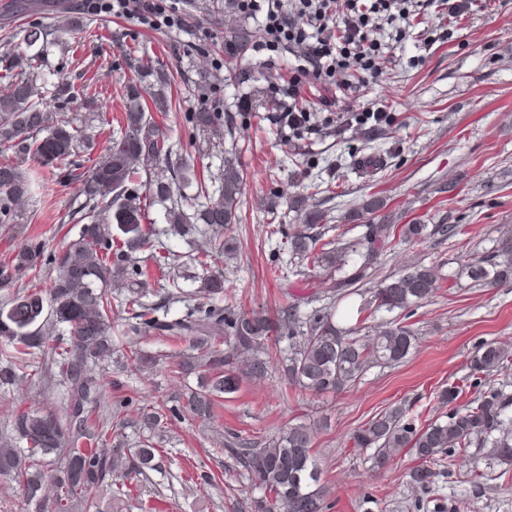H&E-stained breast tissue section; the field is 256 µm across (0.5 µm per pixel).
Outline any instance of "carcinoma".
<instances>
[{
  "label": "carcinoma",
  "mask_w": 512,
  "mask_h": 512,
  "mask_svg": "<svg viewBox=\"0 0 512 512\" xmlns=\"http://www.w3.org/2000/svg\"><path fill=\"white\" fill-rule=\"evenodd\" d=\"M31 59L23 53L6 52L0 67L7 83L0 89V225L15 224L18 208L35 190V181L24 164L34 160L51 168L62 188L81 182L85 203L78 211L82 222L77 238L59 253L47 251L37 236L29 237L12 259L0 269L7 284L42 265L56 274L47 286L23 287L0 308V340L11 347L0 362V385H9L30 360L42 359L57 370L66 389L63 414L53 411L13 412L8 420L9 440L26 448L0 446V476L23 486L28 500L47 501L52 512H74L84 495L113 472L130 479L152 466L154 446L148 441L127 457L112 448L113 426L96 416L104 404L100 367L112 361V286L122 284L137 254L163 270L169 265L163 242L154 225L145 223L144 197L170 202L166 221L170 231L202 224L209 249L191 261L208 264L213 257L230 254L234 239L224 229L242 221V197L246 177L234 162L224 161L219 196L192 214L174 200L173 185L196 184L206 195L205 179L192 178L191 164L173 163L163 131L149 112L169 110L172 100L168 77L153 72L155 83L130 81L124 86L123 111L116 117L118 129L110 136L104 157L84 173L72 161L80 134L57 118L51 103L26 76ZM170 170L172 178L156 175L143 182L141 173ZM317 217L304 215L302 229L285 238L289 261L325 272L330 280L327 295L354 288L367 278V270L380 251L398 237L421 243L434 234L453 238L457 227L426 224H366L357 239L341 242L313 232ZM357 255L360 265L345 279L335 278ZM475 282L491 286L512 277V241H503L494 255L465 267ZM441 277L434 265L414 262L378 282L370 300L360 307L365 319L376 323L363 331L358 326L338 331L333 324L332 304L298 316L295 302L286 304L282 316L272 319L262 312L235 313L216 305H195L180 318L157 316V307L143 301L145 292L131 288L119 301L130 314L127 331L152 333L185 341L195 354L177 363L183 371L206 373L202 389L186 399L183 408L204 421L214 416L219 398L236 393L243 379H263L279 361L288 380L312 394H335L360 380L372 366L395 365L409 354L416 341L413 331L402 326L393 313H402L436 294ZM224 293V278L210 274L199 294L208 298ZM288 341L285 349L271 341ZM512 361V348L497 341L474 347L469 360L472 375L490 377ZM460 391L450 387L439 394L448 405L444 418L421 425L401 407L378 413L352 434L356 448L371 451L373 468L382 470L393 461L398 448H406L418 465L411 483L428 488L436 476L432 466L444 462L448 451L459 448L489 449L494 458L512 462V392L487 386L467 406L454 402ZM163 414L140 412V427L156 433ZM228 452L236 456L252 482L263 491L257 512H326L327 490L314 453V430L303 423H288L260 442L238 440Z\"/></svg>",
  "instance_id": "obj_1"
}]
</instances>
